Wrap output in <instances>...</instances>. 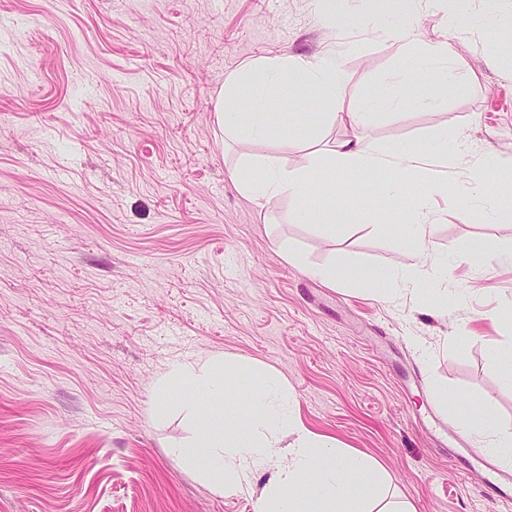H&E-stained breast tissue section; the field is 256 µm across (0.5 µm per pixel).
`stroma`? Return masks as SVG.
Instances as JSON below:
<instances>
[{"label": "stroma", "mask_w": 512, "mask_h": 512, "mask_svg": "<svg viewBox=\"0 0 512 512\" xmlns=\"http://www.w3.org/2000/svg\"><path fill=\"white\" fill-rule=\"evenodd\" d=\"M377 8L338 0L329 19L317 0H0V512H257L267 475L222 494L169 453L207 409L188 415L187 389L164 378L215 355L252 365L255 385L277 375L301 422L377 461L414 512H512L484 499L481 466L451 455L473 445L455 426L471 407L512 427L497 368L512 344V198L487 217L477 197L439 205L424 257L407 200L377 197L368 173L346 196L312 197L323 221L299 224L294 201L258 205L232 169L244 153L305 165L308 132L233 143L216 119L249 112V92L223 94L224 79L265 58L336 51L349 109L405 71L404 108L335 125L325 143L426 149L459 133L448 186L471 194L484 155L512 153V24L457 40L460 77L443 85L394 37L363 33ZM428 94L436 106H421ZM477 242L489 254L474 270L459 257ZM291 251L360 277L327 285ZM424 262L447 278L376 293L381 271Z\"/></svg>", "instance_id": "stroma-1"}]
</instances>
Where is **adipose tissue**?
Returning <instances> with one entry per match:
<instances>
[{
	"label": "adipose tissue",
	"mask_w": 512,
	"mask_h": 512,
	"mask_svg": "<svg viewBox=\"0 0 512 512\" xmlns=\"http://www.w3.org/2000/svg\"><path fill=\"white\" fill-rule=\"evenodd\" d=\"M470 0H448V37L443 41L425 40L409 10V0H391L395 24L382 23L378 35H397L404 52L414 54L418 63L438 81L448 79V66L454 63L453 41L461 34L459 20L469 11ZM405 76L384 80L358 110L344 111V70L336 52L325 51L307 58H269L244 66L224 81L225 89L248 85L252 107L246 117L217 110L216 117L225 135L247 142H287L298 129L311 133L343 123L352 127L376 110L398 109L406 104L403 88ZM306 87L324 98V111L300 115L281 112L275 105V93L284 85ZM461 138L440 133L432 153L395 145L383 148L361 137L340 141L330 158L313 156L302 167L288 168L277 158L243 156L237 175L243 189L258 204L280 198L298 201L293 219L298 223H315L319 208L309 199L315 189L336 194L347 188L356 173L382 175L380 191L392 196L404 188L403 179L416 177L422 190L411 196L412 219L408 231L420 255L430 248L434 197L446 188L432 160L447 163L449 151H462ZM249 366L210 359L175 365L169 377L179 384L202 390L212 406L210 415L200 424V432L191 445L175 449L184 460L216 490L233 493L243 487L250 476L269 474V483L258 501V512H409L399 502L381 503L383 475L374 462L362 455L344 452L328 439L305 427L284 400V387L272 376L262 384L248 388L249 410L242 422L225 413L224 398L239 388L243 377L251 375ZM465 437L479 440L481 453L512 465V429L499 425L485 408L471 409L456 423ZM288 433L292 441L279 447L276 437ZM360 474L361 483L350 486L352 474Z\"/></svg>",
	"instance_id": "1"
}]
</instances>
